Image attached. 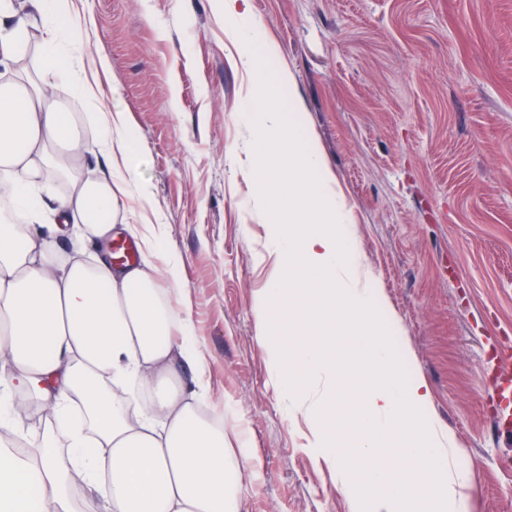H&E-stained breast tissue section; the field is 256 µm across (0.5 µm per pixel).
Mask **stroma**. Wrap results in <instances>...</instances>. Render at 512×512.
Listing matches in <instances>:
<instances>
[{"label": "stroma", "mask_w": 512, "mask_h": 512, "mask_svg": "<svg viewBox=\"0 0 512 512\" xmlns=\"http://www.w3.org/2000/svg\"><path fill=\"white\" fill-rule=\"evenodd\" d=\"M80 43L30 27L42 83L48 55L93 84L50 95L97 134L98 101L134 138V178L119 236H158L180 267L183 307L206 362V414L224 411L231 447L254 467L241 512H350L349 491L319 458L304 406L279 384L258 340L257 297L276 269L250 174L253 134L241 113L253 76L214 0H72ZM278 50L304 123L348 208L360 287L380 313L409 378L426 381V420L444 431L450 474L472 475V512H512V437L484 384L499 340L512 337V0H248Z\"/></svg>", "instance_id": "obj_1"}]
</instances>
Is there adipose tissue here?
<instances>
[{
    "label": "adipose tissue",
    "instance_id": "obj_1",
    "mask_svg": "<svg viewBox=\"0 0 512 512\" xmlns=\"http://www.w3.org/2000/svg\"><path fill=\"white\" fill-rule=\"evenodd\" d=\"M28 13L0 0V67L10 68L24 32L48 20L79 37L83 21L67 0H29ZM42 85H0V512H240L238 488L253 466L247 450L224 445V428L199 412L201 380L178 384V364L202 372L191 323L163 298L177 264L149 257L116 263L110 249L121 198L146 196L122 163L133 137L121 113L98 114V138L82 139L48 90L71 80L46 65ZM101 151L108 174L53 199L37 223L48 150ZM23 223H15V215ZM35 397L43 431L34 461L11 442L26 430L14 411ZM91 490L75 502L72 479Z\"/></svg>",
    "mask_w": 512,
    "mask_h": 512
}]
</instances>
